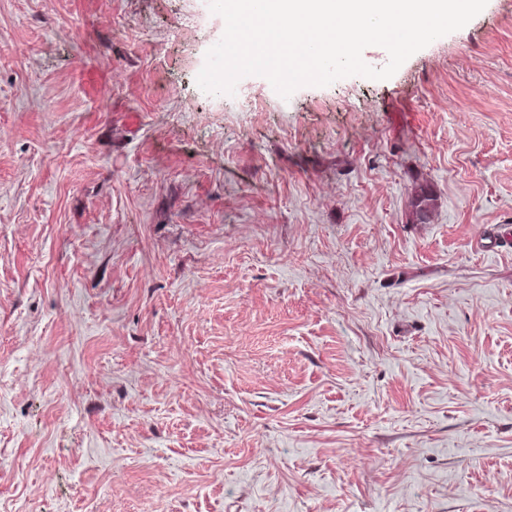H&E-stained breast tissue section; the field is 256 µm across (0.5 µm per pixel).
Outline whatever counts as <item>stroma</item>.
<instances>
[{
  "label": "stroma",
  "instance_id": "stroma-1",
  "mask_svg": "<svg viewBox=\"0 0 512 512\" xmlns=\"http://www.w3.org/2000/svg\"><path fill=\"white\" fill-rule=\"evenodd\" d=\"M223 32L0 0V512H512V0L287 99ZM437 197L428 185L415 188L410 201L409 218L413 224H428L436 208Z\"/></svg>",
  "mask_w": 512,
  "mask_h": 512
}]
</instances>
